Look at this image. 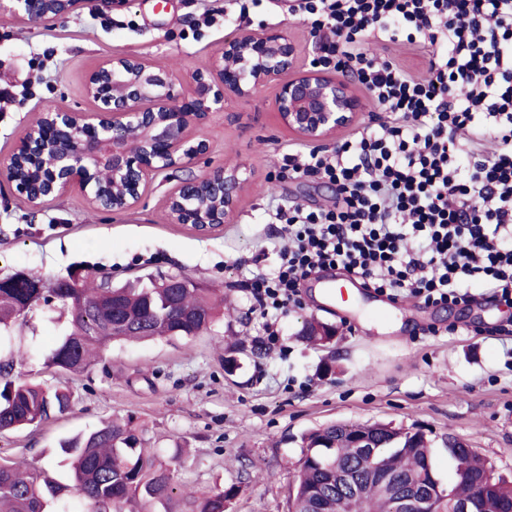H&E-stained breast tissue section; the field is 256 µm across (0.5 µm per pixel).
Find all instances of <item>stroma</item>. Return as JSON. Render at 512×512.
Instances as JSON below:
<instances>
[{
  "instance_id": "35a3bbf8",
  "label": "stroma",
  "mask_w": 512,
  "mask_h": 512,
  "mask_svg": "<svg viewBox=\"0 0 512 512\" xmlns=\"http://www.w3.org/2000/svg\"><path fill=\"white\" fill-rule=\"evenodd\" d=\"M224 6L128 0L112 8L88 0L58 19L0 14V88H27L23 101L0 99V159L41 112L92 111L86 74L114 53L144 56L181 78L206 69L235 34L224 25ZM205 12L212 24L200 23ZM250 19L258 33L284 29L299 47V66H309L317 44L307 21L278 0H263ZM276 91L270 85L252 101L229 100L199 130L208 153L158 174L127 213L93 207L77 191L34 208L0 174V278L22 273L49 283L97 273L114 285L142 286L181 275L209 289L218 305L198 336L116 343L78 373L45 363L70 327L67 310L55 299L34 306L0 331V356L13 358L14 377L67 387L75 403L39 426L0 432V457L26 459L66 487L60 442L128 420L171 467L177 495L231 488L227 512H289L305 434L334 423H385L427 436L442 488L453 480L444 446L451 434L512 479V306L487 289L472 287L470 301L452 307L406 298L377 310V294L363 288L344 319L324 312L309 281L280 316L277 342H267L245 283L277 261L280 227L269 223L268 209L284 200L313 209L336 202L327 180L281 172L282 155L300 142L272 118ZM236 163L246 167L250 187L231 223L202 235L171 222L165 198L172 187ZM313 318L335 327L329 347L300 339ZM228 361L233 370H225Z\"/></svg>"
}]
</instances>
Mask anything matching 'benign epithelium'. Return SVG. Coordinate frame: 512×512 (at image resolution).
Wrapping results in <instances>:
<instances>
[{"mask_svg":"<svg viewBox=\"0 0 512 512\" xmlns=\"http://www.w3.org/2000/svg\"><path fill=\"white\" fill-rule=\"evenodd\" d=\"M84 0H0V13L29 22L58 18ZM298 45L286 33L241 28L224 42L208 68L180 80L146 58L116 53L87 74L85 95L92 112L48 109L29 128L0 172L33 207L69 190L114 213L136 209L149 182L160 171L181 168L208 151L197 130L224 111L227 99L248 100L276 85L278 125L297 140L321 144L354 124L363 105L351 79L320 67L297 69ZM51 155L38 177L25 176L36 156ZM249 187L240 165L219 166L179 182L166 197L170 219L208 234L238 213ZM349 486L336 512H362V489L348 473L336 471ZM400 512H428L429 495L399 491Z\"/></svg>","mask_w":512,"mask_h":512,"instance_id":"1","label":"benign epithelium"}]
</instances>
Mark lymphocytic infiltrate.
Returning a JSON list of instances; mask_svg holds the SVG:
<instances>
[{"label":"lymphocytic infiltrate","instance_id":"lymphocytic-infiltrate-1","mask_svg":"<svg viewBox=\"0 0 512 512\" xmlns=\"http://www.w3.org/2000/svg\"><path fill=\"white\" fill-rule=\"evenodd\" d=\"M314 63L354 75L386 120L337 147L284 154L336 186L335 207L276 205L274 273L247 281L266 331L302 281L336 267L390 298L467 302L479 284L512 305V0H294ZM392 44L378 57L368 39ZM428 56L420 77L402 50Z\"/></svg>","mask_w":512,"mask_h":512}]
</instances>
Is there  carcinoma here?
<instances>
[{"instance_id": "carcinoma-1", "label": "carcinoma", "mask_w": 512, "mask_h": 512, "mask_svg": "<svg viewBox=\"0 0 512 512\" xmlns=\"http://www.w3.org/2000/svg\"><path fill=\"white\" fill-rule=\"evenodd\" d=\"M18 288L0 286V325H6L34 306L57 295L71 313V331L50 352L47 364L66 372L86 368L98 351L109 343L127 339L193 337L207 329L212 309L206 288H164L153 283L143 288H114L93 277L81 279V287L67 288L58 281L44 288L38 279L8 277ZM114 315L112 334L86 335L87 326ZM308 342L326 346L334 341L327 324L310 321L301 331ZM14 362L0 359V431L38 425L56 413L66 412L71 394L57 388L47 391L37 385L11 379ZM360 433L380 445L383 469L413 487L430 485L434 468L432 449L425 434L388 424H331L303 436L306 452L291 499L290 512H315L314 502L323 501L322 512H336V468L346 466L361 483L370 512H397L395 500L373 473V460L360 448L350 447L348 435ZM448 458L454 463V484L450 493L435 495L431 512H450L449 500L468 499L473 512H512V480L495 475L490 460L469 447L460 437L448 435ZM127 424L109 422L86 434L60 442L61 453L69 458L72 490L83 501L86 512H152L161 504L165 512H225L233 489L191 496L182 501L174 496L170 469L158 463L151 448ZM61 488L33 464L0 461V512H49V500Z\"/></svg>"}]
</instances>
